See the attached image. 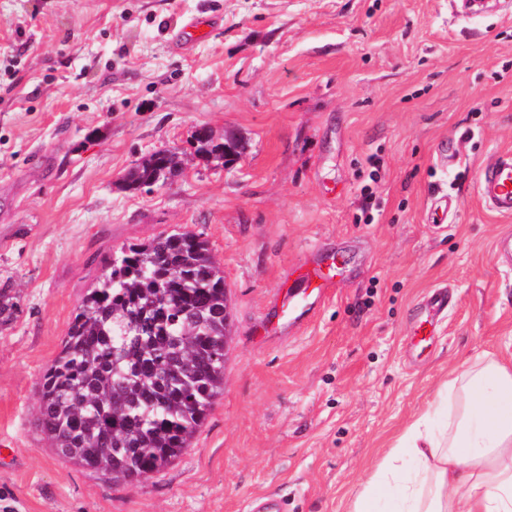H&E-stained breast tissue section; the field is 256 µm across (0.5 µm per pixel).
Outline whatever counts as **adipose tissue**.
Segmentation results:
<instances>
[{
    "mask_svg": "<svg viewBox=\"0 0 512 512\" xmlns=\"http://www.w3.org/2000/svg\"><path fill=\"white\" fill-rule=\"evenodd\" d=\"M349 512H512V361L482 354L449 372Z\"/></svg>",
    "mask_w": 512,
    "mask_h": 512,
    "instance_id": "adipose-tissue-1",
    "label": "adipose tissue"
}]
</instances>
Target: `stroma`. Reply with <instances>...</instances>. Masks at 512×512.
I'll use <instances>...</instances> for the list:
<instances>
[{"mask_svg": "<svg viewBox=\"0 0 512 512\" xmlns=\"http://www.w3.org/2000/svg\"><path fill=\"white\" fill-rule=\"evenodd\" d=\"M219 26L193 46V19ZM239 138L230 164L196 128ZM455 144L448 163L438 151ZM158 150L182 170L126 173ZM512 151V0H0V512H348L449 370L512 356V218L480 201ZM452 208L432 222L440 197ZM200 234L231 308L224 393L187 451L136 485L56 454L36 425L43 371L105 257ZM314 251L343 276L290 334L266 332L286 272ZM452 302L412 336L436 289ZM206 127H201L200 130L195 132V154L201 155V157L208 159L212 154L220 152V155H216L219 158H225L224 164L234 159H227L228 157L237 156L239 151L236 150V144L234 145V151L229 150L224 152V142H216L214 139L209 137L205 131Z\"/></svg>", "mask_w": 512, "mask_h": 512, "instance_id": "stroma-1", "label": "stroma"}]
</instances>
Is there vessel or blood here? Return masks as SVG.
I'll list each match as a JSON object with an SVG mask.
<instances>
[{
	"mask_svg": "<svg viewBox=\"0 0 512 512\" xmlns=\"http://www.w3.org/2000/svg\"><path fill=\"white\" fill-rule=\"evenodd\" d=\"M477 195L493 213L512 217V152L490 156L481 166L476 180ZM335 256L317 255L309 267L298 271L278 307L276 331L289 332L299 327L334 285L331 269Z\"/></svg>",
	"mask_w": 512,
	"mask_h": 512,
	"instance_id": "vessel-or-blood-1",
	"label": "vessel or blood"
}]
</instances>
